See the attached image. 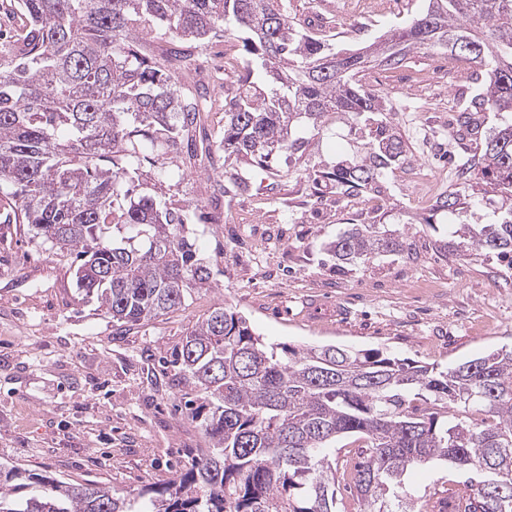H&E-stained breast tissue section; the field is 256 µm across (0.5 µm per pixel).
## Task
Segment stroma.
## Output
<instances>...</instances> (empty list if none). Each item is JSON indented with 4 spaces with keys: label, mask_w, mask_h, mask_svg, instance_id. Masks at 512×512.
I'll return each instance as SVG.
<instances>
[{
    "label": "stroma",
    "mask_w": 512,
    "mask_h": 512,
    "mask_svg": "<svg viewBox=\"0 0 512 512\" xmlns=\"http://www.w3.org/2000/svg\"><path fill=\"white\" fill-rule=\"evenodd\" d=\"M387 2L373 26L360 0H286L292 14L325 25L347 47L371 43L428 6ZM442 59L434 49L415 53L375 90L408 139L409 158L449 171L474 144L450 135L442 91L409 81ZM329 123L305 151L278 161L269 185L222 198L219 207L210 195L220 171L197 170L172 187L207 215L190 224L189 236L213 276L155 319L113 326L79 291L70 255L50 250L26 225L0 223V463L128 490L170 479L206 441L183 406L188 384L162 360L223 303L267 342L299 348L345 345L442 368L512 348V262L443 253L447 230L424 223L402 169L357 200L339 197L321 175L362 157L364 145L346 117ZM349 224L385 225L401 233L406 250L338 265L326 247ZM338 307L344 318L334 316ZM464 478L428 465L408 484L420 501L435 493L451 500Z\"/></svg>",
    "instance_id": "35a3bbf8"
}]
</instances>
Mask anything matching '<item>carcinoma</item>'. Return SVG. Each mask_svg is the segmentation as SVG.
<instances>
[{
	"instance_id": "1",
	"label": "carcinoma",
	"mask_w": 512,
	"mask_h": 512,
	"mask_svg": "<svg viewBox=\"0 0 512 512\" xmlns=\"http://www.w3.org/2000/svg\"><path fill=\"white\" fill-rule=\"evenodd\" d=\"M25 19L0 46V195L5 220L28 225L76 255L77 287L121 327L180 306L211 268L188 237V206L164 191L187 175L195 133L213 109L209 88H187L184 43L235 42L246 70L224 98V131L209 166L244 160L268 175L305 150L307 131L349 117L366 141L355 162L327 173L336 192L374 188L407 159L387 100L361 78L395 70L421 48L440 49L480 79L458 119L460 136L486 116L501 123L455 165L501 197L490 224L453 223L466 196L437 198L424 223L448 226L461 260L512 256V0H429L410 22L357 50L310 29L282 0H13ZM160 30V55L148 35ZM226 196L249 188L234 171ZM342 264L404 252L402 238L353 224L327 246ZM194 387L188 400L210 447L160 486L130 493L0 466V512H340L337 474L368 512H418L405 483L431 462L469 474L466 512H512V350L441 370L347 346L267 343L229 306L186 335L172 360ZM363 442L336 461V442Z\"/></svg>"
}]
</instances>
